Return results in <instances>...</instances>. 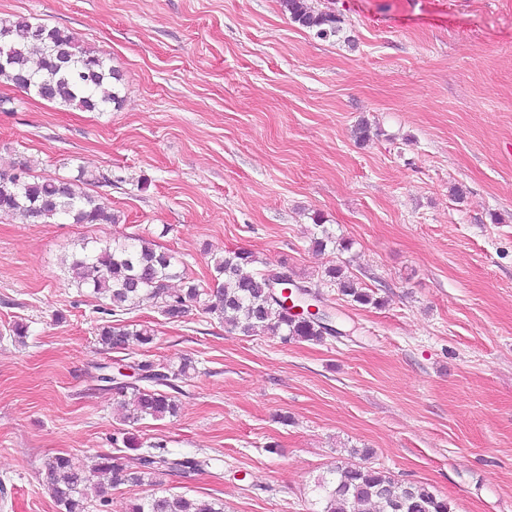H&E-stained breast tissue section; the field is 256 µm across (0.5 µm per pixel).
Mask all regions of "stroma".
Masks as SVG:
<instances>
[{"label":"stroma","instance_id":"35a3bbf8","mask_svg":"<svg viewBox=\"0 0 512 512\" xmlns=\"http://www.w3.org/2000/svg\"><path fill=\"white\" fill-rule=\"evenodd\" d=\"M309 2L340 37L279 0H0L1 18L99 50L124 96L82 112L0 84V168L85 171L121 216L0 220V512H58L46 459L93 464L124 432L204 465L106 487L92 512L162 491L311 512L318 478L354 448L451 512H512V0ZM323 227L338 245L318 253ZM138 235L205 288L215 257L251 251L318 293L343 333L285 343L144 303L126 319L153 326L151 348L106 350V302L65 262L81 239ZM332 267L374 303L342 296ZM183 357L196 369L177 416L124 422L104 366ZM308 2L309 0H280L284 12L301 28L314 32L322 40L338 36L342 30L340 19L330 12L315 10Z\"/></svg>","mask_w":512,"mask_h":512}]
</instances>
